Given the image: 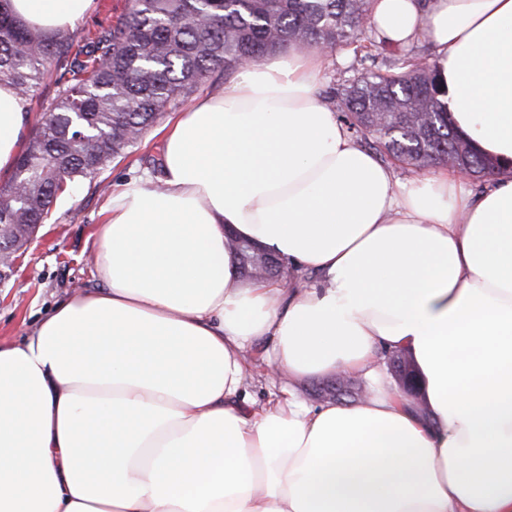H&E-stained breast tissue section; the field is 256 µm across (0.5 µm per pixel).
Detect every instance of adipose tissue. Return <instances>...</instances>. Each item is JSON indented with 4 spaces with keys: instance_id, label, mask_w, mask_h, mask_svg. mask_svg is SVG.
I'll return each mask as SVG.
<instances>
[{
    "instance_id": "ef3b65f1",
    "label": "adipose tissue",
    "mask_w": 512,
    "mask_h": 512,
    "mask_svg": "<svg viewBox=\"0 0 512 512\" xmlns=\"http://www.w3.org/2000/svg\"><path fill=\"white\" fill-rule=\"evenodd\" d=\"M92 6L8 2L43 31ZM368 24L429 43L489 185L395 179L322 102L320 51L239 68L165 126L160 180L110 195L92 286L0 342V512H512V0H371ZM28 107L0 81V173ZM231 233L288 283L244 280ZM261 340L280 383L257 406ZM340 371L367 379L359 404L296 387ZM266 346L267 342L259 343L245 353L246 360L250 364L255 376V381L248 390L257 404H263L268 398L264 381L270 377L269 365L264 353ZM389 371L388 372L386 362L385 371L387 375L395 380L401 389L402 394L408 399H414L418 396L417 387L415 384V374L412 373V367L410 366L407 357L400 352H392L388 354L387 358Z\"/></svg>"
}]
</instances>
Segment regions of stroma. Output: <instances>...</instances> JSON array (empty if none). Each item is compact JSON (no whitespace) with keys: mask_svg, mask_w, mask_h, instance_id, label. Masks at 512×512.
Listing matches in <instances>:
<instances>
[{"mask_svg":"<svg viewBox=\"0 0 512 512\" xmlns=\"http://www.w3.org/2000/svg\"><path fill=\"white\" fill-rule=\"evenodd\" d=\"M164 120L146 133L126 157L99 176L109 187L142 175H155ZM107 195L89 184L58 197L9 279L0 282V341H22L53 307L90 282L92 235L105 219Z\"/></svg>","mask_w":512,"mask_h":512,"instance_id":"35a3bbf8","label":"stroma"}]
</instances>
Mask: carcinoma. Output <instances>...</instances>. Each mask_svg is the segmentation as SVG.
<instances>
[{"mask_svg":"<svg viewBox=\"0 0 512 512\" xmlns=\"http://www.w3.org/2000/svg\"><path fill=\"white\" fill-rule=\"evenodd\" d=\"M370 0H131L124 19L77 38L31 29L0 6V81L31 101L46 76L55 93L44 120L0 186V242L26 244L57 198L94 179L134 148L166 112L192 102L217 73L277 48L350 47L354 62L385 50L366 27ZM384 70L351 67L330 99L344 122L385 159L486 174L493 165L455 132L435 67L412 45L382 58ZM234 246L242 274L265 263Z\"/></svg>","mask_w":512,"mask_h":512,"instance_id":"cac0c4a2","label":"carcinoma"}]
</instances>
